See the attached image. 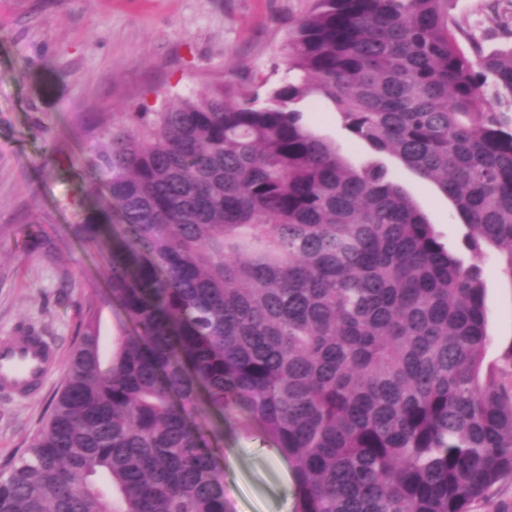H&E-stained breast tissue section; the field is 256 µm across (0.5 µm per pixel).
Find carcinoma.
<instances>
[{
    "label": "carcinoma",
    "instance_id": "cac0c4a2",
    "mask_svg": "<svg viewBox=\"0 0 512 512\" xmlns=\"http://www.w3.org/2000/svg\"><path fill=\"white\" fill-rule=\"evenodd\" d=\"M457 0H316L270 87L204 88L103 127L84 166L132 329L89 314L0 512H227L197 402L288 458L296 512H471L512 476V346L485 285L382 156L436 185L512 280V46ZM317 96L372 155L305 122ZM511 1H500L499 9L490 8L491 0H458L454 17L460 26L457 37L462 46L472 54L468 34L472 33L483 49H492L510 43V37L504 31L502 16L505 9L511 15Z\"/></svg>",
    "mask_w": 512,
    "mask_h": 512
}]
</instances>
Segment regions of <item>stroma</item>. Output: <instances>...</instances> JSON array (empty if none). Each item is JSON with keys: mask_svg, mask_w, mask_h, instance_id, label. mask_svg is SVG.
Here are the masks:
<instances>
[{"mask_svg": "<svg viewBox=\"0 0 512 512\" xmlns=\"http://www.w3.org/2000/svg\"><path fill=\"white\" fill-rule=\"evenodd\" d=\"M458 0L457 37L485 49L511 38L502 16L512 0ZM314 0H0V337L39 331L58 361L32 397L0 394V476L8 475L48 418L69 369L88 310L112 336L126 315L113 296L107 247L74 231L97 202L82 196L79 166L101 121L122 112H156L207 85L277 83L291 26ZM306 119L351 163L369 152L313 100ZM399 184L450 244L465 228L434 184L389 160ZM489 307L487 361L512 347V282L495 256L481 262ZM206 429L223 428L217 460L229 512H294L287 458L275 457L257 423L242 414L189 411Z\"/></svg>", "mask_w": 512, "mask_h": 512, "instance_id": "obj_1", "label": "stroma"}]
</instances>
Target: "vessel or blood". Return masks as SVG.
I'll return each instance as SVG.
<instances>
[{
    "label": "vessel or blood",
    "instance_id": "1",
    "mask_svg": "<svg viewBox=\"0 0 512 512\" xmlns=\"http://www.w3.org/2000/svg\"><path fill=\"white\" fill-rule=\"evenodd\" d=\"M55 365V348L45 336L21 328L1 337L0 393L15 397L39 393Z\"/></svg>",
    "mask_w": 512,
    "mask_h": 512
}]
</instances>
